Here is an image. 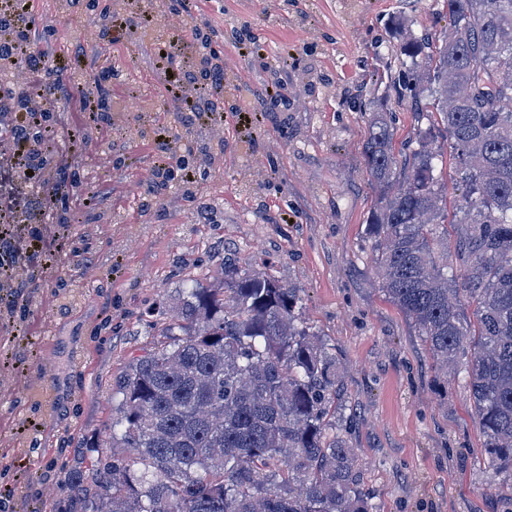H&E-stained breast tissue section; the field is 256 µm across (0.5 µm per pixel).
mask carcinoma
<instances>
[{
  "label": "carcinoma",
  "mask_w": 512,
  "mask_h": 512,
  "mask_svg": "<svg viewBox=\"0 0 512 512\" xmlns=\"http://www.w3.org/2000/svg\"><path fill=\"white\" fill-rule=\"evenodd\" d=\"M444 6L437 38L390 21L402 39L363 104L377 191L364 234L438 376L465 374L488 468L512 477V0ZM405 97L414 133L397 151L391 100ZM222 272L158 307L152 346L112 385V447L129 455L72 473L61 512H374L338 400L344 365L303 321L299 289Z\"/></svg>",
  "instance_id": "1"
}]
</instances>
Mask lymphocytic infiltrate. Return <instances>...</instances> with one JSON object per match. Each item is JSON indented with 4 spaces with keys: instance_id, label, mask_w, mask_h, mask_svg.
<instances>
[{
    "instance_id": "f902f5d3",
    "label": "lymphocytic infiltrate",
    "mask_w": 512,
    "mask_h": 512,
    "mask_svg": "<svg viewBox=\"0 0 512 512\" xmlns=\"http://www.w3.org/2000/svg\"><path fill=\"white\" fill-rule=\"evenodd\" d=\"M19 16L18 0H0V61L20 66L24 74L22 85H0V156L23 179L43 171L52 142L73 140L75 132L47 122L48 113L68 96L69 87L61 81L49 54L34 48L32 30ZM178 55L177 45L166 47L164 60L172 67L168 91L178 112L189 119L221 114L223 105L211 98L210 90L223 84V66L208 62L200 68H185L177 65ZM43 238L38 227L29 228L23 239L15 237L9 227L0 228V286L13 284L14 254L29 250Z\"/></svg>"
}]
</instances>
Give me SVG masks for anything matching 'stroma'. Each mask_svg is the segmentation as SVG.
Masks as SVG:
<instances>
[{
  "label": "stroma",
  "instance_id": "obj_1",
  "mask_svg": "<svg viewBox=\"0 0 512 512\" xmlns=\"http://www.w3.org/2000/svg\"><path fill=\"white\" fill-rule=\"evenodd\" d=\"M443 0H32L38 40L85 90L116 70L106 126L65 101L78 128L64 158L88 200L61 205L35 266L17 260L13 309L0 304V512H56L72 470L97 464L111 436L112 381L152 342L161 296L215 287L225 259L297 287L302 316L347 364L341 399L362 476L380 512H512V481L493 475L463 378L435 388L434 363L374 272L365 220L376 189L362 158L376 46L391 18L414 33L448 25ZM144 11L152 28L103 36L97 20ZM209 26L201 44L195 15ZM254 36L256 55L238 40ZM183 65L214 50L224 66L223 136L188 125L166 90L158 40ZM248 108L260 125L238 119ZM170 137L195 182L152 194L155 140Z\"/></svg>",
  "mask_w": 512,
  "mask_h": 512
}]
</instances>
